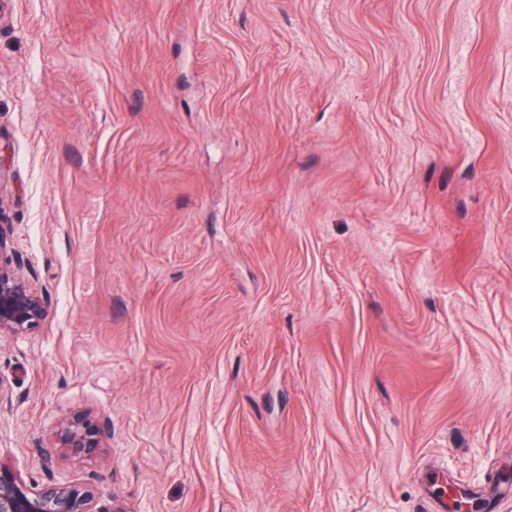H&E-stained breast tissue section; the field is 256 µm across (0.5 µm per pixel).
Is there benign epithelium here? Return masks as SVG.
<instances>
[{
    "mask_svg": "<svg viewBox=\"0 0 512 512\" xmlns=\"http://www.w3.org/2000/svg\"><path fill=\"white\" fill-rule=\"evenodd\" d=\"M43 294L10 264L0 263V336H23L46 317ZM109 435L89 413L65 417L56 435L58 447L80 460L97 457ZM0 512H102L97 494L86 483L52 481L33 485L14 466L0 461Z\"/></svg>",
    "mask_w": 512,
    "mask_h": 512,
    "instance_id": "1",
    "label": "benign epithelium"
}]
</instances>
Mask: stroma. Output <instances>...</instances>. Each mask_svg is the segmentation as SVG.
Returning a JSON list of instances; mask_svg holds the SVG:
<instances>
[{
    "instance_id": "1",
    "label": "stroma",
    "mask_w": 512,
    "mask_h": 512,
    "mask_svg": "<svg viewBox=\"0 0 512 512\" xmlns=\"http://www.w3.org/2000/svg\"><path fill=\"white\" fill-rule=\"evenodd\" d=\"M0 163L27 481L428 512L512 467V0H0ZM46 299L10 264L0 262V336H23L46 317ZM108 435L107 426L101 427L91 413L64 417L56 435L57 447L66 448L77 459L89 460L97 457L105 448Z\"/></svg>"
}]
</instances>
